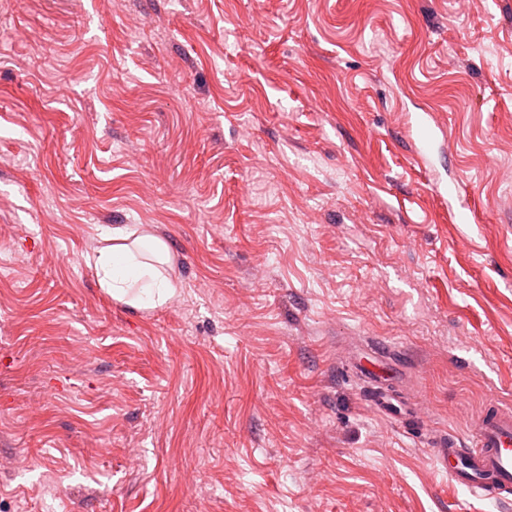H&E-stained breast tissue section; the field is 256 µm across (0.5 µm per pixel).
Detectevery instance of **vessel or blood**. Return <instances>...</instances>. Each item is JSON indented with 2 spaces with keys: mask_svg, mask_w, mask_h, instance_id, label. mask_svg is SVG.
<instances>
[{
  "mask_svg": "<svg viewBox=\"0 0 512 512\" xmlns=\"http://www.w3.org/2000/svg\"><path fill=\"white\" fill-rule=\"evenodd\" d=\"M441 473L458 487L498 502L512 496V406L493 403L472 430L470 445L452 436L434 442Z\"/></svg>",
  "mask_w": 512,
  "mask_h": 512,
  "instance_id": "obj_1",
  "label": "vessel or blood"
}]
</instances>
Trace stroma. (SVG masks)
Instances as JSON below:
<instances>
[{
    "mask_svg": "<svg viewBox=\"0 0 512 512\" xmlns=\"http://www.w3.org/2000/svg\"><path fill=\"white\" fill-rule=\"evenodd\" d=\"M112 227L171 301L100 287ZM493 397L512 0H0V512H512L434 461ZM128 227L106 229L101 237L112 242L86 257L94 268L101 287L113 300L133 308L148 309L165 304L178 288L170 273V258L166 243L152 236L136 235ZM138 242H144L150 254L138 252Z\"/></svg>",
    "mask_w": 512,
    "mask_h": 512,
    "instance_id": "35a3bbf8",
    "label": "stroma"
}]
</instances>
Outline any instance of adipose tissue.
Masks as SVG:
<instances>
[{"label":"adipose tissue","mask_w":512,"mask_h":512,"mask_svg":"<svg viewBox=\"0 0 512 512\" xmlns=\"http://www.w3.org/2000/svg\"><path fill=\"white\" fill-rule=\"evenodd\" d=\"M133 235L126 227L105 230L104 247L88 255L86 262L113 300L139 309L163 305L177 288L168 247L159 238L148 236L137 242Z\"/></svg>","instance_id":"ef3b65f1"}]
</instances>
